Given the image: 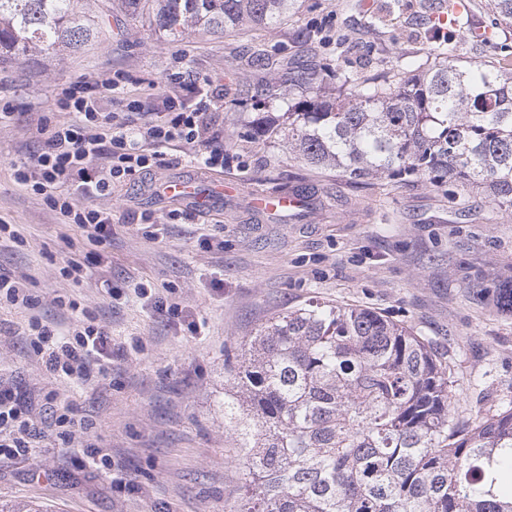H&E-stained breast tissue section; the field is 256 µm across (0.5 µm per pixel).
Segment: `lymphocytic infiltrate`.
I'll use <instances>...</instances> for the list:
<instances>
[{
    "label": "lymphocytic infiltrate",
    "mask_w": 512,
    "mask_h": 512,
    "mask_svg": "<svg viewBox=\"0 0 512 512\" xmlns=\"http://www.w3.org/2000/svg\"><path fill=\"white\" fill-rule=\"evenodd\" d=\"M179 88L192 94V101L179 96L127 99L125 113L102 111L94 86L77 81L61 89L56 100L59 111L70 113V121L51 123L37 119L41 136L38 150L29 161L13 166L14 182L42 199L61 223L72 224L92 246L112 244V215L92 206L91 201L111 195L114 188L157 165L162 147L174 142L203 145L193 155L194 163L215 170L224 165V144L215 128L224 109L219 92L205 91L201 81L189 73L175 79ZM144 116L138 128L127 117ZM149 142L152 152L141 149ZM38 304L25 280L0 271V307L28 313L22 336L40 356L45 372L54 381H72L89 386L105 378L112 369V334L95 318L72 316L66 334H57L51 324L32 317ZM26 405L9 382L0 380V428L18 425L19 434L7 444L10 455L27 452L31 440L43 430L69 424L67 414L51 407L43 426L21 423Z\"/></svg>",
    "instance_id": "1"
}]
</instances>
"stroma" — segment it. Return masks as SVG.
<instances>
[{"instance_id":"stroma-1","label":"stroma","mask_w":512,"mask_h":512,"mask_svg":"<svg viewBox=\"0 0 512 512\" xmlns=\"http://www.w3.org/2000/svg\"><path fill=\"white\" fill-rule=\"evenodd\" d=\"M443 0H427L420 16L386 14L387 0H300L297 14L274 29L241 26L223 35L190 32L172 40L123 22L78 49L0 65V222L24 242L0 244V269L32 282L36 314L59 318L56 296L75 300L111 329L119 355L93 387L49 380L19 330L28 316L0 310V377L33 401L34 422L46 400L67 405L81 429L68 441L38 438L30 453L0 459V503L15 512H232L238 470L224 431V356L241 354L269 318L309 301L368 308L407 325L449 363L453 390L467 415L512 399V313L496 301L512 283V210L424 177L353 181L314 167L260 136L267 112L287 103L254 99L253 86L317 70L335 58L355 77H379L369 44L388 59L426 54L428 20ZM491 0H471L476 32L489 41L477 54L488 64L512 57V27L496 25ZM384 17L381 38L364 25ZM317 32L315 41L306 32ZM122 93L105 95L104 111L123 97L163 95L178 73L208 79L222 91L224 167L187 163L193 148L166 149L167 161L95 205L112 213V247L81 283L63 277L64 259L82 245L39 198L14 182L12 167L40 144L34 115L57 111L65 84L113 73ZM183 157L182 165L171 162ZM177 178L224 180L239 199L215 210L157 197L154 183ZM314 191L320 204L302 220L256 217L245 195ZM156 219L144 224L143 214ZM111 279L104 290L102 279ZM145 294H137V285ZM178 304L172 317L152 310L149 296ZM97 443L112 457L103 474L87 456Z\"/></svg>"}]
</instances>
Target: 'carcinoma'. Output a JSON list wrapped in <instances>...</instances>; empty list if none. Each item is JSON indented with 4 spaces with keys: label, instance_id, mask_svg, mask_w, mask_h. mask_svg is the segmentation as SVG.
I'll list each match as a JSON object with an SVG mask.
<instances>
[{
    "label": "carcinoma",
    "instance_id": "obj_1",
    "mask_svg": "<svg viewBox=\"0 0 512 512\" xmlns=\"http://www.w3.org/2000/svg\"><path fill=\"white\" fill-rule=\"evenodd\" d=\"M298 0H121L167 36L275 28ZM112 0H0V64L79 48L111 25ZM446 36L426 59L403 54L405 82L319 73L254 87L294 109L266 140L351 179L453 181L512 209V60L459 62L464 0H448ZM224 428L235 441L233 512H512V401L475 419L459 411L448 365L429 342L368 309L311 302L279 314L224 358Z\"/></svg>",
    "mask_w": 512,
    "mask_h": 512
}]
</instances>
